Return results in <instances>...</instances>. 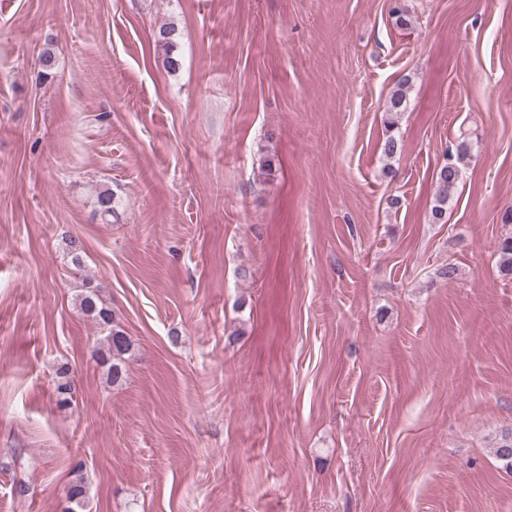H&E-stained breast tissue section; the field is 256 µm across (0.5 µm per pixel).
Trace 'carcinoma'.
I'll return each instance as SVG.
<instances>
[{"label": "carcinoma", "mask_w": 512, "mask_h": 512, "mask_svg": "<svg viewBox=\"0 0 512 512\" xmlns=\"http://www.w3.org/2000/svg\"><path fill=\"white\" fill-rule=\"evenodd\" d=\"M156 42L165 48L164 64L170 72H176L181 66V57L178 53L179 32L173 26H162L156 32ZM406 107V90L401 85L395 89L387 101L385 110V123L387 136L383 144V153L387 157L396 155L399 151V139L393 134L397 125V116ZM461 170L454 162H447L439 169L434 188V205L431 214L438 224L446 223L448 212V193L455 187L460 179ZM97 206L104 216H113L115 210V196L109 189L101 190L97 195ZM500 271L505 276L512 275V237L503 239L497 248ZM85 291L79 296L81 312L91 317L98 325L106 328L100 347L94 352L97 362L107 372V378L112 384L122 381L126 371L127 355L131 352L132 344L125 332L115 324L112 309L100 303L98 295L88 281L84 283ZM74 391V381L71 369L63 365L56 371L57 402L61 407L70 405ZM497 458L502 462L503 468L512 471V434L504 436L495 448ZM67 506L63 512H84L89 500V486L80 469L73 471L66 494Z\"/></svg>", "instance_id": "1"}]
</instances>
